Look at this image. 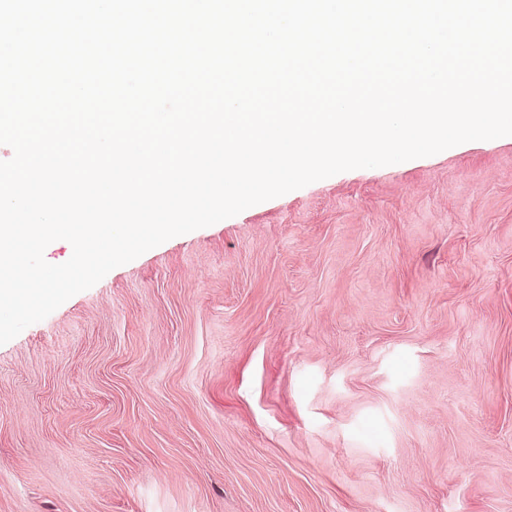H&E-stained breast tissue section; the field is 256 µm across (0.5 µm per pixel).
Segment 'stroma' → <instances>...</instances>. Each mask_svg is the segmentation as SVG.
<instances>
[{"instance_id":"35a3bbf8","label":"stroma","mask_w":512,"mask_h":512,"mask_svg":"<svg viewBox=\"0 0 512 512\" xmlns=\"http://www.w3.org/2000/svg\"><path fill=\"white\" fill-rule=\"evenodd\" d=\"M0 512H512V141L171 238L0 345Z\"/></svg>"}]
</instances>
